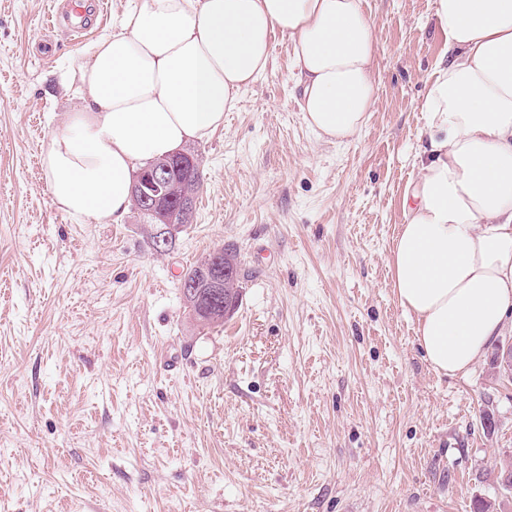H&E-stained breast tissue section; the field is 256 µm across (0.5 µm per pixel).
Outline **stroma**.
Listing matches in <instances>:
<instances>
[{
    "label": "stroma",
    "mask_w": 512,
    "mask_h": 512,
    "mask_svg": "<svg viewBox=\"0 0 512 512\" xmlns=\"http://www.w3.org/2000/svg\"><path fill=\"white\" fill-rule=\"evenodd\" d=\"M433 0H365L371 118L306 124L293 44L224 125L186 143L203 181L169 250L128 210L74 224L40 154L81 101L86 41L49 0H0V512H473L512 464L493 352L435 374L387 256L419 165ZM235 249L241 300L200 327L181 279Z\"/></svg>",
    "instance_id": "obj_1"
}]
</instances>
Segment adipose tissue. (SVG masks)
<instances>
[{
    "mask_svg": "<svg viewBox=\"0 0 512 512\" xmlns=\"http://www.w3.org/2000/svg\"><path fill=\"white\" fill-rule=\"evenodd\" d=\"M419 174L387 257L430 367L466 375L512 310V0H434ZM288 35L307 125L345 144L378 96L363 0H143L72 70L81 106L41 153L53 206L120 221L139 166L224 124Z\"/></svg>",
    "mask_w": 512,
    "mask_h": 512,
    "instance_id": "obj_1",
    "label": "adipose tissue"
}]
</instances>
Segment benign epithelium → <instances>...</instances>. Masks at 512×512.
<instances>
[{"label":"benign epithelium","mask_w":512,"mask_h":512,"mask_svg":"<svg viewBox=\"0 0 512 512\" xmlns=\"http://www.w3.org/2000/svg\"><path fill=\"white\" fill-rule=\"evenodd\" d=\"M169 169L164 163L148 165L134 177L131 190L135 208L150 216L157 226L154 247L159 251L167 250L174 231L193 218L195 193H178L169 182ZM200 269L210 291L204 296L196 291L194 282L184 281L182 292L188 309L199 321H222L233 314L238 305L235 265L224 261L223 252L217 250L200 263Z\"/></svg>","instance_id":"7a95c632"}]
</instances>
